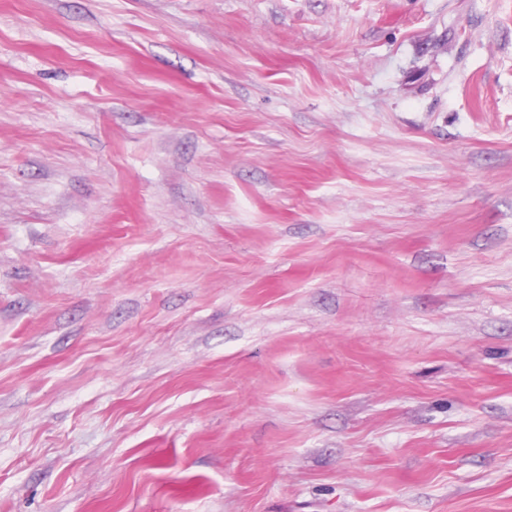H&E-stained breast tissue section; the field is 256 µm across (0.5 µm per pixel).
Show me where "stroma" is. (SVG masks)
I'll list each match as a JSON object with an SVG mask.
<instances>
[{
  "instance_id": "stroma-1",
  "label": "stroma",
  "mask_w": 512,
  "mask_h": 512,
  "mask_svg": "<svg viewBox=\"0 0 512 512\" xmlns=\"http://www.w3.org/2000/svg\"><path fill=\"white\" fill-rule=\"evenodd\" d=\"M0 512H512V0H0Z\"/></svg>"
}]
</instances>
